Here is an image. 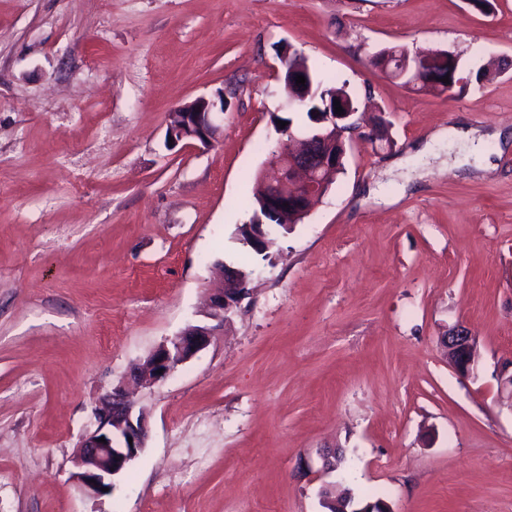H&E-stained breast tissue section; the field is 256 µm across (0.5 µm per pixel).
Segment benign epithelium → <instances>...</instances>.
Wrapping results in <instances>:
<instances>
[{
	"label": "benign epithelium",
	"instance_id": "1",
	"mask_svg": "<svg viewBox=\"0 0 512 512\" xmlns=\"http://www.w3.org/2000/svg\"><path fill=\"white\" fill-rule=\"evenodd\" d=\"M379 68L391 78L401 79L410 71V55L400 48H384ZM356 109L338 114L328 111L314 125L300 134L288 132L281 142L276 159L278 175L262 180L265 191V213L268 222L247 225L251 240L267 250L273 244L271 235L276 224H288V218L306 216L313 204L328 191V181L344 165L348 143L345 133L356 129ZM224 95L215 99L199 97L172 113L167 127L168 137L175 143L210 145L221 130ZM221 285L209 289L205 317L212 325L192 324L170 340L155 348L147 359L132 365L129 378L137 385L152 386L173 372L180 364L207 349L219 327L249 294V275L224 266L217 270ZM448 353V364L465 379L477 377V339L461 323L441 337ZM498 398L512 404V372L503 367L498 376ZM149 436L146 410L122 385L105 394L95 409V422L83 435L76 453L74 477L90 495H102L112 488L114 480L131 465ZM105 442H100V439Z\"/></svg>",
	"mask_w": 512,
	"mask_h": 512
}]
</instances>
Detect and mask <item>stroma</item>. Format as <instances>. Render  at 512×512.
<instances>
[{
  "label": "stroma",
  "mask_w": 512,
  "mask_h": 512,
  "mask_svg": "<svg viewBox=\"0 0 512 512\" xmlns=\"http://www.w3.org/2000/svg\"><path fill=\"white\" fill-rule=\"evenodd\" d=\"M0 0V512H512V0ZM404 45L490 65L461 97L369 63ZM363 103L345 169L266 255L238 228L288 112L280 55ZM226 101L211 147L169 115ZM460 126L476 146L437 139ZM249 298L138 394L149 438L112 492L73 478L98 399L202 323L215 263ZM464 324L478 376L441 336ZM338 448L351 479L321 469ZM441 343L448 353V364L456 374L465 379L477 377V339L461 323L448 328L441 337Z\"/></svg>",
  "instance_id": "obj_1"
}]
</instances>
